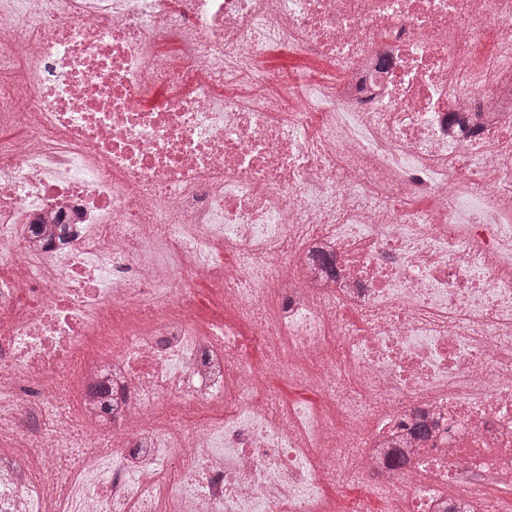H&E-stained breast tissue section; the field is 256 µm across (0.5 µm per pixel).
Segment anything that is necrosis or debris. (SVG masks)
<instances>
[{"label": "necrosis or debris", "mask_w": 512, "mask_h": 512, "mask_svg": "<svg viewBox=\"0 0 512 512\" xmlns=\"http://www.w3.org/2000/svg\"><path fill=\"white\" fill-rule=\"evenodd\" d=\"M4 73L0 512L512 504V0H0ZM262 66L277 80L267 87L271 94H278L285 84L288 91V82H292L295 91H300L303 82L312 84L329 70L328 64L322 60L300 55L287 47L280 46L272 47L266 52ZM297 79L303 81L298 83ZM193 288L198 319L203 323L224 320V302L216 295L214 289L206 282H198ZM268 380L271 384L278 387L280 395L285 401H291L297 403L302 407H315L319 404V396L312 392L297 389L293 386H288V382L282 380L279 376H270ZM331 491L337 492V508L342 512H350L356 505L363 507L367 512H381L384 508L383 501L370 497L364 488L356 483L338 485Z\"/></svg>", "instance_id": "necrosis-or-debris-1"}]
</instances>
